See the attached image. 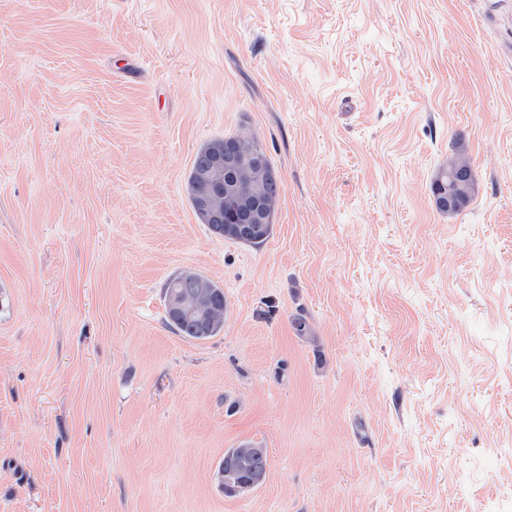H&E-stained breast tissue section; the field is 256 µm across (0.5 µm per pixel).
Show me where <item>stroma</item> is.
<instances>
[{
  "label": "stroma",
  "instance_id": "obj_1",
  "mask_svg": "<svg viewBox=\"0 0 512 512\" xmlns=\"http://www.w3.org/2000/svg\"><path fill=\"white\" fill-rule=\"evenodd\" d=\"M243 128L283 182L258 247L186 190ZM186 268L219 336L165 325ZM245 441L266 478L229 497ZM511 499L512 0H0V512ZM459 172H465L467 180L456 181L455 175ZM475 190L476 182L470 159L464 146L458 144L448 154L430 183L433 204L443 214H458L469 205ZM448 196L452 198V206ZM173 288L168 296V307L175 311L187 307L182 316L170 313L166 308L167 325L180 336L193 340H207L218 336L224 330V304L226 296L223 288L204 275L185 270L175 274L164 285V295L167 289ZM182 292L184 302L180 293ZM190 309H195L189 313ZM207 322L206 335H200L201 319ZM252 446L250 444H240L238 448H229L224 453V460L220 462L219 468L217 471V479L219 485L224 490V481H222L221 473H226L229 471V467L232 462L233 472H235L242 463L247 465L251 469L255 470H263L268 465V457L266 454L262 455H251L246 453L248 449ZM267 473V468L263 473H255L251 476V478L246 483H238L235 487L229 488V493L232 495H241L243 493L249 492L254 489L256 486L262 483L265 479Z\"/></svg>",
  "mask_w": 512,
  "mask_h": 512
}]
</instances>
